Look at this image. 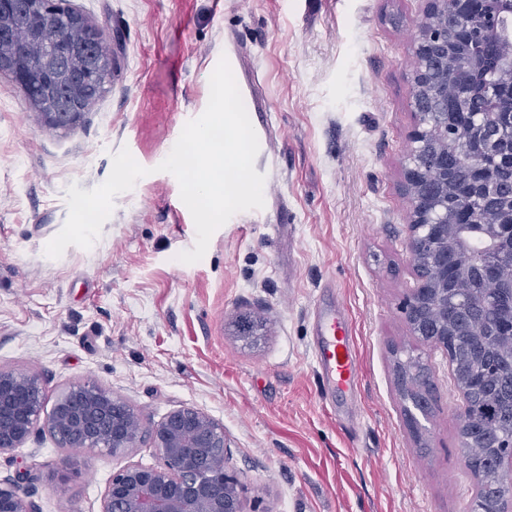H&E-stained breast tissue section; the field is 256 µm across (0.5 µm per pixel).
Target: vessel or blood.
Masks as SVG:
<instances>
[{
  "mask_svg": "<svg viewBox=\"0 0 512 512\" xmlns=\"http://www.w3.org/2000/svg\"><path fill=\"white\" fill-rule=\"evenodd\" d=\"M313 344L315 370L324 390L349 389L357 375L354 338L349 324L335 308L321 307L315 313Z\"/></svg>",
  "mask_w": 512,
  "mask_h": 512,
  "instance_id": "vessel-or-blood-1",
  "label": "vessel or blood"
}]
</instances>
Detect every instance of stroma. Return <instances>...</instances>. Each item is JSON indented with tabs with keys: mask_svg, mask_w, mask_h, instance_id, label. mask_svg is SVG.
Returning a JSON list of instances; mask_svg holds the SVG:
<instances>
[{
	"mask_svg": "<svg viewBox=\"0 0 512 512\" xmlns=\"http://www.w3.org/2000/svg\"><path fill=\"white\" fill-rule=\"evenodd\" d=\"M115 57L106 91L71 130H50L0 74V370L41 378L47 404L76 384L123 397L132 450L62 448L44 426L0 454L39 512H101L113 472L157 466L147 436L173 409L224 427L246 512H471L465 406L448 354L413 336L415 285L402 165L414 126L413 46L427 0H67ZM257 95L262 209L232 216L203 259L177 179L159 171L205 109L221 56ZM128 148L148 168L90 249L45 247L71 184L89 190ZM354 328L359 383L329 397L313 308ZM255 336H244L241 320ZM421 356L429 414L410 413L396 364Z\"/></svg>",
	"mask_w": 512,
	"mask_h": 512,
	"instance_id": "35a3bbf8",
	"label": "stroma"
}]
</instances>
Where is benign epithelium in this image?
Returning a JSON list of instances; mask_svg holds the SVG:
<instances>
[{"instance_id":"1","label":"benign epithelium","mask_w":512,"mask_h":512,"mask_svg":"<svg viewBox=\"0 0 512 512\" xmlns=\"http://www.w3.org/2000/svg\"><path fill=\"white\" fill-rule=\"evenodd\" d=\"M476 4L477 0H428L415 42L413 105L428 101L433 121L415 112L411 146L403 166L416 279V287L404 303L405 318L413 335L427 336L429 342L444 349L448 348V291L477 304L471 284L473 272L489 273L503 254L512 255V211L499 212L485 202L469 223L461 224L448 209V155L466 157L472 169L481 172L484 156L495 144L488 124L477 123L485 135L479 148L448 137L439 147L430 148L437 132L455 126L457 109L448 102V72L458 66H481L478 58L448 48V10L459 20L469 21ZM47 14L55 17L57 36L53 38L33 28ZM505 17H512V0H497L494 19L479 27L480 34L499 39L498 20ZM75 30L94 40L92 56L85 54L83 43L69 39ZM20 37L42 43L44 50L30 58L1 61L0 74L39 91L29 101L46 126H74L85 110V94L91 91L99 97L111 81L113 54L107 39L63 0H0V43ZM65 49L69 50V69L74 77L69 82V98L62 102L50 88L65 79L54 74ZM499 78L502 88L512 95L511 50L503 56ZM474 236L489 240L495 251L474 258L469 251V240ZM496 299L507 317L499 339L511 345L512 281L498 289ZM45 400L37 375L0 370L1 454L20 447L41 421L62 448L116 453L135 447L141 440V421L133 408L94 384L69 387L44 417ZM150 438L162 465H128L113 473L101 512H245L247 488L239 474L226 466L223 425L198 409L180 407L152 429ZM0 512H37L21 481H0Z\"/></svg>"}]
</instances>
